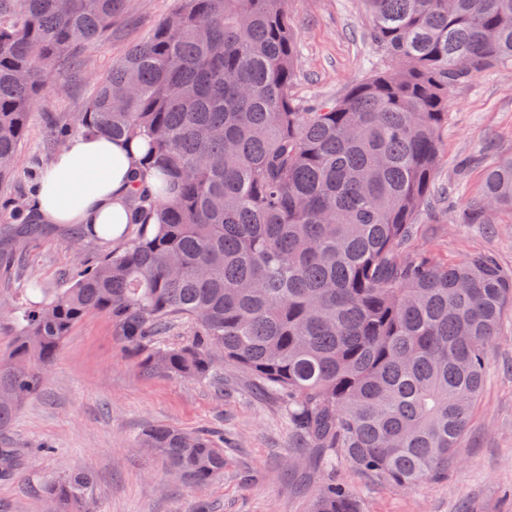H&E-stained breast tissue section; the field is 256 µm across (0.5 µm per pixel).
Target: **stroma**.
Listing matches in <instances>:
<instances>
[{
    "label": "stroma",
    "instance_id": "35a3bbf8",
    "mask_svg": "<svg viewBox=\"0 0 512 512\" xmlns=\"http://www.w3.org/2000/svg\"><path fill=\"white\" fill-rule=\"evenodd\" d=\"M177 6L128 0L111 34L85 46L52 79L35 102L15 183L31 185L51 161L45 147L56 119H75L96 78ZM289 16L299 48L293 91L303 101L343 98L384 59L369 37L364 0H290ZM438 138L434 183L452 198L418 216L413 249L451 263L490 254L512 270V212L492 211L484 224L463 219L482 195L488 169L512 156V69L489 68L455 85ZM68 239L59 227L29 246V266L48 287H71L111 249L91 240L76 252ZM487 362L447 480L402 489L350 465L328 474L316 463V449L297 452L280 399L261 395L251 374L225 364L206 380L144 371L115 321L91 313L71 330L40 391L0 431V446L21 451L16 472L0 476V512H48L47 485L66 468L92 473L100 512H309L332 478L354 493L360 512H512V313ZM152 425L232 437L223 474L198 488L171 472L138 441Z\"/></svg>",
    "mask_w": 512,
    "mask_h": 512
}]
</instances>
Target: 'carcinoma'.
Returning a JSON list of instances; mask_svg holds the SVG:
<instances>
[{"label":"carcinoma","mask_w":512,"mask_h":512,"mask_svg":"<svg viewBox=\"0 0 512 512\" xmlns=\"http://www.w3.org/2000/svg\"><path fill=\"white\" fill-rule=\"evenodd\" d=\"M127 0H0V180L14 176L33 105L78 48L105 38ZM288 0H180L112 66L77 125L146 143L134 234L60 293L28 285L0 300L15 331L0 361V430L40 390L71 329L116 320L143 369L208 378L216 357L285 399L288 425L319 466L346 463L399 488L448 477L512 309V272L488 255L408 258L439 157L448 91L488 67L512 69V0H365L387 64L340 101L290 94L298 61ZM21 188V254L41 230ZM512 209V157L487 173L470 219ZM185 321L191 342L163 337ZM141 446L202 487L224 472V439L151 426ZM0 448V475L18 465ZM86 471H63L49 512H100ZM311 512H359L328 482Z\"/></svg>","instance_id":"cac0c4a2"}]
</instances>
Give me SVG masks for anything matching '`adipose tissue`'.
Wrapping results in <instances>:
<instances>
[{
    "instance_id": "adipose-tissue-1",
    "label": "adipose tissue",
    "mask_w": 512,
    "mask_h": 512,
    "mask_svg": "<svg viewBox=\"0 0 512 512\" xmlns=\"http://www.w3.org/2000/svg\"><path fill=\"white\" fill-rule=\"evenodd\" d=\"M142 145L81 135L62 147L43 174L34 203L42 223L124 225L132 218V190L142 172Z\"/></svg>"
}]
</instances>
